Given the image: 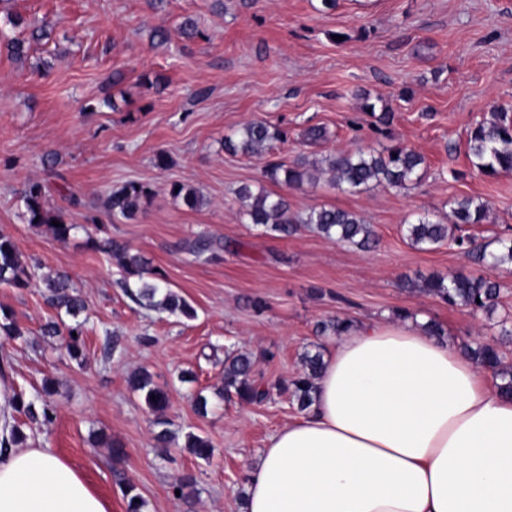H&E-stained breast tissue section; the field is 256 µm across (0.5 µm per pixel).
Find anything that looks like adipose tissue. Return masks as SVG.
I'll use <instances>...</instances> for the list:
<instances>
[{
    "label": "adipose tissue",
    "instance_id": "obj_1",
    "mask_svg": "<svg viewBox=\"0 0 512 512\" xmlns=\"http://www.w3.org/2000/svg\"><path fill=\"white\" fill-rule=\"evenodd\" d=\"M242 512H512V399L420 321L354 326L310 410L246 473ZM0 512H111L50 448H0Z\"/></svg>",
    "mask_w": 512,
    "mask_h": 512
}]
</instances>
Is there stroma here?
<instances>
[{
  "mask_svg": "<svg viewBox=\"0 0 512 512\" xmlns=\"http://www.w3.org/2000/svg\"><path fill=\"white\" fill-rule=\"evenodd\" d=\"M10 15L27 26L49 22L53 32L25 60L0 54V233L36 267L28 287L0 284V314L21 330L0 336V366L28 398L52 381L54 417L24 425L27 439L80 469L112 512H125L124 482L144 512H240L247 468L298 415L284 384L305 352L328 353L336 341L316 335L318 322L393 321L406 310L438 323L459 347L496 338L512 317V264L482 269L453 243L421 250L405 233L421 216L451 223L452 201L471 198L487 215L466 235L492 251L512 239V172L486 175L467 154L471 128L512 103V0H337L328 11L321 0H0L8 34ZM188 18L198 28L191 38L179 32ZM367 101L390 112L388 125L364 110ZM255 120L279 129L281 140L260 157L225 153V135ZM313 126L326 136L311 143L304 133ZM395 145L424 156L417 183L348 193L325 172L300 187L265 175L301 155L318 161ZM161 151L170 158L164 170L155 164ZM49 152L58 156L52 172L41 162ZM32 179L49 185L45 207L74 224L67 242L28 223L22 193ZM129 182L150 189L145 212L111 217L109 191ZM175 183L199 191L203 207L174 198ZM244 186L286 195L298 213H357L379 244L362 251L311 229L266 233L244 214ZM202 235L216 253H191ZM107 237L163 274L195 317L133 303L119 268L90 244ZM459 271L501 283L493 313L420 292L424 280ZM59 273L86 300L78 360L41 334L56 315L43 279ZM110 339L118 347L108 356ZM229 346L251 356L266 402L218 397ZM141 368L169 393L164 446L143 396L127 384ZM199 395L208 399L203 415ZM190 432L211 443V460L185 448ZM112 440L122 458H112ZM183 473L196 479L189 508L172 494Z\"/></svg>",
  "mask_w": 512,
  "mask_h": 512,
  "instance_id": "obj_1",
  "label": "stroma"
}]
</instances>
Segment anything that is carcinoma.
<instances>
[{
	"label": "carcinoma",
	"instance_id": "carcinoma-1",
	"mask_svg": "<svg viewBox=\"0 0 512 512\" xmlns=\"http://www.w3.org/2000/svg\"><path fill=\"white\" fill-rule=\"evenodd\" d=\"M51 32L46 27H36L30 31L29 39L9 37L0 38V50L14 59L27 54V41L47 40ZM281 132L262 121H250L233 133L224 137V150L231 154L259 156L269 149L271 143L280 139ZM469 157L482 172L493 175L500 171H512V104L491 113V117L478 122L469 132L467 139ZM327 172L337 188L358 193L370 185H388L401 187L420 179L424 157L402 146H393L384 153L365 154L362 152L342 153L325 159ZM267 177L274 183L288 187L302 185L311 179L308 163L300 159L291 165L274 164L267 169ZM172 195L182 199L183 203L197 209L204 205V198L194 188L183 184L172 185ZM45 185L40 181L28 184L23 200L28 214V223L42 228L57 242H67L75 225L66 222L61 210H48L42 206ZM239 197L249 200L244 215L248 221L261 226L282 237L295 234L303 226L313 228L328 238L339 242L369 249L377 243V235L372 225L358 214L335 207L322 206L305 214L291 210L288 200L283 196H273L261 191L253 194L249 189L239 191ZM150 199V191L137 183H128L112 189L107 195L105 207L114 217L132 220L142 213ZM487 207L469 198L457 200L451 208L455 222L440 224L426 217H420L415 223L406 224L410 242L422 249H429L448 240L462 250L476 263L497 266L512 263V240H500V249L487 251V246L477 245L468 237L459 234L461 226L479 224L486 216ZM59 225H53V222ZM92 246L116 261L124 272L121 288L137 305L181 315L185 318L195 316L194 309L179 295L174 293L165 279L148 268L147 262L138 255L130 253L129 246L117 239H90ZM33 277L32 266L22 259L11 237L0 234V284L14 288H25ZM46 300L57 312V318L47 321L42 332L46 336L59 338L60 348L68 357L76 359L81 355V326L77 322L67 324L62 315L77 318L86 309V302L64 275L44 278ZM423 291L433 295L451 307L466 308L472 313L489 312L498 304L500 285L483 276L458 272L449 277L436 276L426 281ZM512 340V326H502L500 340L478 343L468 348L476 363L499 380L498 388L507 397H512V367L504 363L500 343ZM323 361L320 353L307 352L302 357V371L285 386L298 410L308 409L314 402L316 380ZM127 382L131 389L144 396V401L154 415V425L160 427L156 438L165 444L170 439L167 429L168 420L165 411L169 406L166 390L158 386L152 376L144 370L129 374ZM51 393L49 384L42 391L26 401L22 395H13L10 405L13 411L23 414L31 420L53 419V407L46 396ZM221 397L232 398L250 404L262 403L267 392L262 389L253 375V361L245 353L236 350L224 352V386L218 391ZM186 447L200 459H209L214 452L209 441L199 435H187ZM195 479L190 474H181L175 478L173 488L180 491V498L190 503ZM126 512H143L145 501L135 492V487L127 485L122 490Z\"/></svg>",
	"mask_w": 512,
	"mask_h": 512
}]
</instances>
